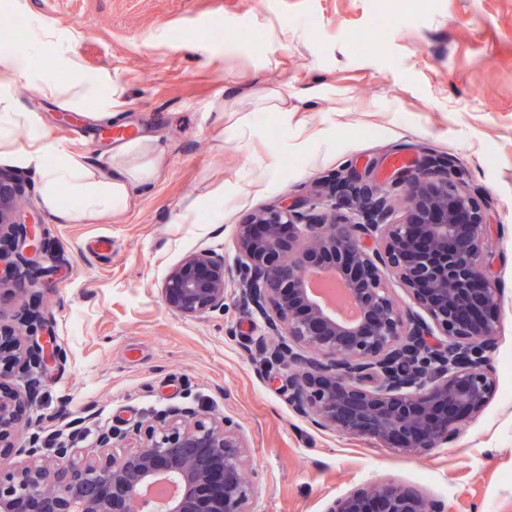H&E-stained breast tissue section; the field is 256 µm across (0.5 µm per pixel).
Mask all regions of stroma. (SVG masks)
Returning <instances> with one entry per match:
<instances>
[{"label": "stroma", "instance_id": "obj_1", "mask_svg": "<svg viewBox=\"0 0 512 512\" xmlns=\"http://www.w3.org/2000/svg\"><path fill=\"white\" fill-rule=\"evenodd\" d=\"M8 11L21 25L0 50L25 49L32 27L53 22L86 71L111 72L121 92L108 141L102 124L22 94L51 140L91 162L141 133L168 149L116 217L56 223L22 173L21 203L48 256L38 288L19 294L13 244L0 240V333L39 306L65 358L27 402L19 444L46 464L82 462L103 431L192 409L232 416L246 433L251 512H324L380 481L447 512H512V0H12ZM373 31L379 45L364 50ZM428 155L457 160L481 194L504 309L493 399L454 442L408 459L297 415L241 347L266 329L235 288L223 310L184 318L161 285L197 249L235 266L236 227L260 207L321 209L337 173L372 161L381 182Z\"/></svg>", "mask_w": 512, "mask_h": 512}]
</instances>
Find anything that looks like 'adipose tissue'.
I'll list each match as a JSON object with an SVG mask.
<instances>
[{"instance_id": "ef3b65f1", "label": "adipose tissue", "mask_w": 512, "mask_h": 512, "mask_svg": "<svg viewBox=\"0 0 512 512\" xmlns=\"http://www.w3.org/2000/svg\"><path fill=\"white\" fill-rule=\"evenodd\" d=\"M71 41V36L47 22L39 27L33 42L34 47L51 50L55 71L65 76L61 82L34 75L23 52H0V163L33 174L44 208L64 224L120 214L140 188L157 178L167 158V149L160 140L146 135L114 147L107 163L86 164L49 140L37 117L20 107L17 90L24 85L42 96L61 100L71 109L96 102L93 121L112 120L120 95L112 87L111 75L89 74ZM21 126L33 132L28 141H18L14 136Z\"/></svg>"}]
</instances>
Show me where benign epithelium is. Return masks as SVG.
<instances>
[{
	"label": "benign epithelium",
	"mask_w": 512,
	"mask_h": 512,
	"mask_svg": "<svg viewBox=\"0 0 512 512\" xmlns=\"http://www.w3.org/2000/svg\"><path fill=\"white\" fill-rule=\"evenodd\" d=\"M331 208L286 203L237 225V266L207 250L186 255L161 293L174 313L197 318L224 308L229 282L280 337L244 345L260 371L285 381L288 402L316 428L370 437L418 459L454 441L495 390L494 352L503 307L488 251L495 228L449 159L429 156L373 183L348 172ZM19 180L0 169V232L20 244L13 265L42 256L41 224L20 211ZM398 280L409 302L392 298ZM314 279H338L357 311L346 321L316 295ZM25 333L0 336V370L37 375L64 358L37 309L17 314ZM23 402L0 391V512H144L160 484L172 491L156 512H251L248 441L232 417L170 411L125 431H105L97 458L53 467L16 447ZM325 512H445L439 500L389 482L333 499Z\"/></svg>",
	"instance_id": "benign-epithelium-1"
}]
</instances>
